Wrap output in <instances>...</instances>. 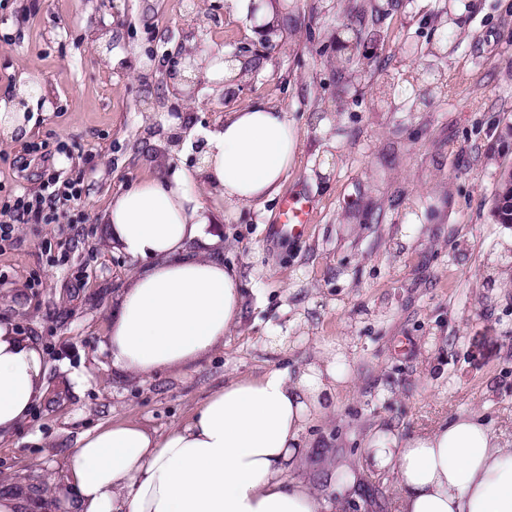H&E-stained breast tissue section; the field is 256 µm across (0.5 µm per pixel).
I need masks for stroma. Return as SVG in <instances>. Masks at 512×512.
Wrapping results in <instances>:
<instances>
[{"instance_id":"35a3bbf8","label":"stroma","mask_w":512,"mask_h":512,"mask_svg":"<svg viewBox=\"0 0 512 512\" xmlns=\"http://www.w3.org/2000/svg\"><path fill=\"white\" fill-rule=\"evenodd\" d=\"M276 2L292 9L259 65L190 98L169 76L177 54L260 46L228 0H0V101L21 75L40 85L30 135L0 139V201L51 176L85 187L72 223L22 224L0 243V316L48 362L44 397L0 440V483L58 498L81 432L125 419L166 433L230 374L293 370L338 342L350 383L304 433L324 469L365 465L377 426L407 438L472 409L512 439V224L491 213L512 169V0H394L374 54L419 73L426 94L384 92L372 67L341 103L346 0ZM409 41L419 60L404 58ZM259 102L286 112L298 143L280 193L215 219L244 290L239 328L188 369L117 375L106 324L143 262L112 246L106 208L158 173H192L190 193L207 197L198 145ZM290 191L314 205L300 239L270 233ZM396 495L391 475L370 474L349 512H395Z\"/></svg>"}]
</instances>
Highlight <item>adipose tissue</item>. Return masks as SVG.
<instances>
[{"label":"adipose tissue","instance_id":"obj_1","mask_svg":"<svg viewBox=\"0 0 512 512\" xmlns=\"http://www.w3.org/2000/svg\"><path fill=\"white\" fill-rule=\"evenodd\" d=\"M35 90L23 77L10 104L0 103L1 139L30 133ZM297 142L286 114L258 103L210 133L197 173L231 213L280 190ZM187 179L143 182L106 214L117 248L148 262L112 303L107 339L118 373L188 368L240 324L238 275L209 253L217 238L207 203L188 195ZM347 363L337 349L295 373L234 377L163 435L130 420L83 433L63 472L68 512H322L324 498L288 471L308 454L309 421L348 384ZM46 373L37 341L0 318V438L44 396ZM365 455L393 476L397 512H512V442L495 436L480 411L408 439L376 430Z\"/></svg>","mask_w":512,"mask_h":512}]
</instances>
